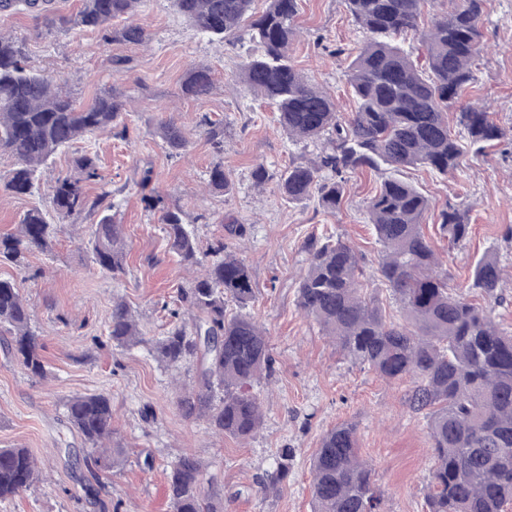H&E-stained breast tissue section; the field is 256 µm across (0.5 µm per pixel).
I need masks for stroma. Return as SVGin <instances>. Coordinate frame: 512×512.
<instances>
[{"label":"stroma","instance_id":"1","mask_svg":"<svg viewBox=\"0 0 512 512\" xmlns=\"http://www.w3.org/2000/svg\"><path fill=\"white\" fill-rule=\"evenodd\" d=\"M138 20L152 34L145 47L104 42L92 29L50 33L28 15L0 18V30L21 40L29 67L53 76L77 103L89 104L114 88L126 96L131 114L127 139L101 133L77 141L55 155L28 195L5 190L15 160L0 154V234L17 232L31 209L51 213L57 176L74 171L75 158L91 151L110 183L127 241L120 275L92 263L82 217L58 233L47 251L29 255L25 267L0 264V276L14 279L29 303L47 368L46 378L31 376L0 349V448L31 450L39 468L34 486L0 503V512H172L168 474L182 457L202 466L204 493L223 504L224 512H311L309 461L322 434L340 423L356 429L382 495L381 512H425L432 451L426 421L410 407L411 380L387 381L351 360L297 306L307 266L304 244L331 231L355 246L365 287L387 316L400 320L398 304L373 276L381 247L367 222V205L382 173L350 174L342 205L333 213L313 197L288 202L275 182L256 185L257 165L277 173L314 158L317 148L289 140L273 106L241 84L239 63L248 39L224 47L210 43L190 31L170 0H150ZM297 24L292 57L298 69L326 88L340 111H351L346 55L361 45V29L343 0H298ZM483 27L488 51L477 60L476 79L461 102L486 106L492 120L512 133V0H486ZM201 67L212 74L211 93L186 96L188 72ZM164 116L183 129L185 154L171 155L161 139L158 122ZM206 121L223 127L222 151L207 141ZM218 162L231 179L226 193L205 187ZM146 170L151 181L144 189L139 180ZM400 176L430 202L424 231L451 285H467L483 254L499 257L505 275L493 310L501 327L512 331V146L502 143L482 156H466L447 176L425 167L403 169ZM148 190L181 208L200 250L223 239L227 251L252 271L255 299L247 311L267 332L272 363L254 387L263 419L248 440L215 431L207 419L185 417L177 398L192 386L197 364L173 368L152 349L194 273L171 253L159 215L143 201ZM450 207L464 213L471 227L455 244L439 232V215ZM235 222L244 225V237L227 233ZM116 298L131 307L145 343L119 347L107 338ZM99 393L111 400L126 462L102 474L93 500L83 491L90 477L85 443L67 422L66 404L74 396ZM283 448L293 449V468L277 492L263 494L260 487L273 477Z\"/></svg>","mask_w":512,"mask_h":512}]
</instances>
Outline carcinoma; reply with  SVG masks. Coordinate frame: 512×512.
Instances as JSON below:
<instances>
[{
    "mask_svg": "<svg viewBox=\"0 0 512 512\" xmlns=\"http://www.w3.org/2000/svg\"><path fill=\"white\" fill-rule=\"evenodd\" d=\"M148 0H82L77 13H57L54 0H0V15L27 14L47 29L92 28L104 41L142 45L147 28L133 20ZM195 33L212 42H230L248 32L256 50L241 64L240 80L268 99L279 112L288 137L300 142L323 140L316 157L291 163L279 174L257 165L258 184L276 180L290 202L317 196L327 212L340 209L347 174L387 166L393 170L424 166L442 175L460 167L464 150L476 155L502 142L506 131L488 112L459 105L460 95L475 81L474 64L485 45V0H448L450 7L422 34L425 65L419 66L401 40L419 28L421 0H344L364 34L346 72L355 110L336 112L332 97L296 67L291 47L297 33L298 0H268L259 15L252 0H172ZM212 76L191 70L183 91L194 98L210 94ZM456 109L458 131L448 125ZM126 102L108 91L88 106L77 105L54 80L27 69L20 41L0 33V153L11 155L16 169L6 188L18 195L33 191L40 169L76 140L107 131L126 138ZM163 142L172 152L188 141L172 117L159 122ZM78 174L58 175L52 193L56 218L40 209L28 211L19 231L0 236V263L21 264L27 255L48 248L61 222L96 216L87 245L94 264L120 273L126 258L124 227L113 220L112 191L97 155L76 160ZM98 184L91 197L87 186ZM208 186L231 188L224 165H213ZM161 220L173 253L183 265L204 273L179 292V322L155 341L157 356L170 366L199 361L191 388L178 399L187 416H203L219 431L238 439L252 437L262 420L252 383L270 369L265 331L253 319L227 313L229 303L245 306L254 294L246 262L224 253L216 241L200 253L193 232L176 209L159 194L143 197ZM428 199L413 185L390 177L367 205L368 222L383 246L377 277L400 301L405 323L386 320L376 299L358 281L354 248L331 234L305 245L308 266L298 285L297 304L351 359L387 380L413 376L411 408L424 414L433 452L427 512H505L512 504V334L501 329L491 310L457 294L422 223ZM440 231L451 242L469 234L470 225L455 208L440 213ZM505 269L494 254L483 255L472 270L470 288L482 298L497 299ZM31 312L20 288L0 278V335L4 345L33 376H46ZM107 336L118 346L144 341L138 320L126 302H112ZM68 423L88 447L87 468H115L125 461L123 444L113 440L110 398L81 395L66 404ZM293 449L276 457V477L288 478ZM312 512H380L381 494L372 467L362 458L353 426L343 423L320 440L311 464ZM37 466L26 448H0V502L29 489ZM203 474L189 457L176 461L169 475L174 512H218L203 495Z\"/></svg>",
    "mask_w": 512,
    "mask_h": 512,
    "instance_id": "1",
    "label": "carcinoma"
}]
</instances>
